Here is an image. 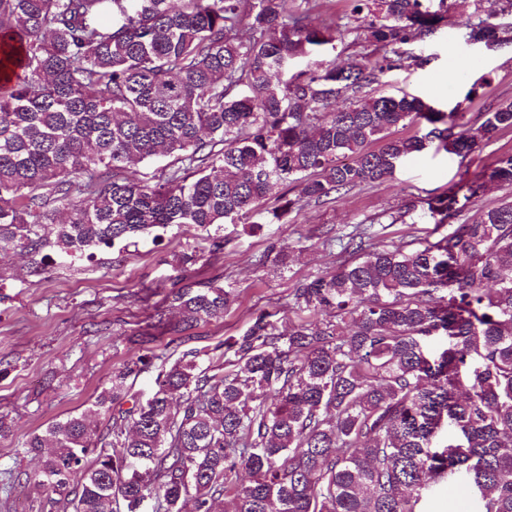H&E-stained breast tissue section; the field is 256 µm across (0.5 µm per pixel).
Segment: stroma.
Instances as JSON below:
<instances>
[{
  "label": "stroma",
  "instance_id": "obj_1",
  "mask_svg": "<svg viewBox=\"0 0 512 512\" xmlns=\"http://www.w3.org/2000/svg\"><path fill=\"white\" fill-rule=\"evenodd\" d=\"M351 9L350 0L316 2V21L336 25L335 48L325 54L326 62L341 66L367 52L345 30ZM472 11L470 0H458L447 21L410 44V59L370 85V93H408L447 113L461 110L469 119L512 101V41L493 47L468 42L463 31ZM430 129L424 121L390 128L393 137L428 138L393 178L339 193L326 205H303L278 222L261 210L251 221L225 225L219 253L211 251L205 233L172 226L157 238L145 235L66 265L52 262L39 275L23 256L1 254L0 418L10 431L0 438V512H44L41 493L28 482L36 462L25 454L23 441L69 413L94 412L114 371L137 355L132 336L165 310L177 276L216 277L233 288L234 301L223 318L190 331L192 346L208 351L242 334L263 312L283 327L297 322L294 289L341 260L324 246L325 233L342 238L355 225L382 222L388 226L382 244L409 250L451 234L453 221L437 223L429 202L512 154V129L465 157L446 151ZM410 200L418 203L410 222L392 223ZM473 495L456 472L430 484L419 506L422 512H465Z\"/></svg>",
  "mask_w": 512,
  "mask_h": 512
}]
</instances>
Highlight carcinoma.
<instances>
[{
  "label": "carcinoma",
  "mask_w": 512,
  "mask_h": 512,
  "mask_svg": "<svg viewBox=\"0 0 512 512\" xmlns=\"http://www.w3.org/2000/svg\"><path fill=\"white\" fill-rule=\"evenodd\" d=\"M352 2L348 32L385 54L338 68L316 59L336 34L313 22L312 0H0V252L38 271L52 253L91 257L177 225L218 253L224 222L272 197L280 220L393 177L425 148L385 135L399 124L424 119L441 141L459 128L450 152L463 157L512 128V101L472 124L365 93L455 0ZM473 2L467 39L509 40L495 19L512 0ZM170 155L154 185L126 175ZM492 183L512 186L511 154L428 211L459 216ZM384 230L357 225L343 247L355 258L299 283L307 316L287 331L259 314L214 348L221 373L188 348L125 409L126 381L155 358L157 336H138L95 415L26 440L44 507L140 512L153 496L152 512H417L429 482L462 470L476 512H512V201L412 252L376 247ZM232 297L184 275L168 296L178 327L158 323L185 344ZM445 425L453 440L433 446Z\"/></svg>",
  "instance_id": "obj_1"
}]
</instances>
